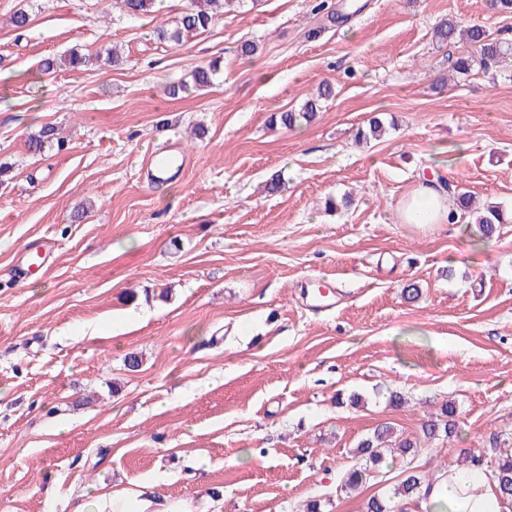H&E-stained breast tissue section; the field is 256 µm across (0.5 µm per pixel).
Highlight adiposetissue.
I'll return each mask as SVG.
<instances>
[{"mask_svg": "<svg viewBox=\"0 0 512 512\" xmlns=\"http://www.w3.org/2000/svg\"><path fill=\"white\" fill-rule=\"evenodd\" d=\"M452 202L436 182L417 185L400 203V223L420 227L447 224L452 218ZM414 512H512V500L504 498L498 484L481 470L462 468L456 464L433 471L423 490V497L413 503ZM72 512H190L186 505L164 502L151 504L142 495L121 492L100 493L95 509L76 502Z\"/></svg>", "mask_w": 512, "mask_h": 512, "instance_id": "adipose-tissue-1", "label": "adipose tissue"}]
</instances>
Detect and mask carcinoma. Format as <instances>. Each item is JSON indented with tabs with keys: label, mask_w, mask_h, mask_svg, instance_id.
Here are the masks:
<instances>
[{
	"label": "carcinoma",
	"mask_w": 512,
	"mask_h": 512,
	"mask_svg": "<svg viewBox=\"0 0 512 512\" xmlns=\"http://www.w3.org/2000/svg\"><path fill=\"white\" fill-rule=\"evenodd\" d=\"M121 10L129 16H139L151 12L155 0H117ZM255 0H189L181 9L180 15L170 28L157 30V38L161 41L179 43L183 38L200 35L213 23L217 11L226 6H235L239 9L248 6ZM435 39L440 43H448L460 36L471 46V51L463 53L451 62L452 71L468 76L478 69L484 72L497 67L503 61L512 58V42L499 40L490 36L486 30L477 26H464L454 17L440 19L434 27ZM90 57L75 50L69 51L60 57H47L42 60L41 69L51 72L64 65L71 69H80L87 65ZM217 68L213 64L197 67L191 75V81H182L170 86V94L179 95L190 88L204 89L213 84ZM333 95V88L326 83L318 88L317 95L308 97L297 111L273 113L269 117L271 125L293 129L305 122L315 120L320 109V101ZM386 131V124L382 117L373 115L367 120V125L357 132L360 140L376 139ZM57 135V130L51 125L43 126L40 131L30 136V144L34 150L42 149L44 143L52 141ZM443 187L453 196L459 209V219L472 220L477 224L480 241L488 242L498 232V226L507 223L508 214L502 206L488 204L483 208L475 205L473 197L460 186L459 182L448 180L443 182ZM456 407L452 404L441 406L440 413L431 417L421 427L418 435H398L395 428L385 423L377 427L374 432L361 440L357 445L356 456L366 460V463L354 464L349 468L344 477L342 488L355 489L361 484L375 478V467L383 460L384 452L392 449L402 457H416L425 451L421 442L432 439H450L456 431ZM493 451L497 453L490 476L497 480L502 495L512 498V454L500 452L501 441L495 440L491 444ZM403 478L393 496H372L367 501L366 512H405L403 506L422 496L423 487L427 483L425 476L412 465L405 466L402 471Z\"/></svg>",
	"instance_id": "1"
}]
</instances>
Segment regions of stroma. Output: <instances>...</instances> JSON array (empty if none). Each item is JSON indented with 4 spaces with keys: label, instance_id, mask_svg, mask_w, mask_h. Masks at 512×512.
Returning a JSON list of instances; mask_svg holds the SVG:
<instances>
[{
    "label": "stroma",
    "instance_id": "obj_1",
    "mask_svg": "<svg viewBox=\"0 0 512 512\" xmlns=\"http://www.w3.org/2000/svg\"><path fill=\"white\" fill-rule=\"evenodd\" d=\"M361 2L337 24L346 0H261L177 44L155 30L182 0L139 17L0 0V512L139 486L195 512H365L401 479L389 460L341 488L379 424L416 434L455 403V436L414 460L426 475L512 433V224L481 244L466 224L397 219L424 175L512 207V61L459 76L464 44L433 38L453 16L510 39L512 13ZM72 48L100 60L41 71ZM214 60L212 88L168 94ZM326 82L315 121L270 127ZM377 113L393 128L357 143ZM47 123L62 146L29 149ZM174 144L187 166L151 179L146 155ZM276 173L284 190L264 194ZM315 285L334 310L301 298Z\"/></svg>",
    "mask_w": 512,
    "mask_h": 512
}]
</instances>
